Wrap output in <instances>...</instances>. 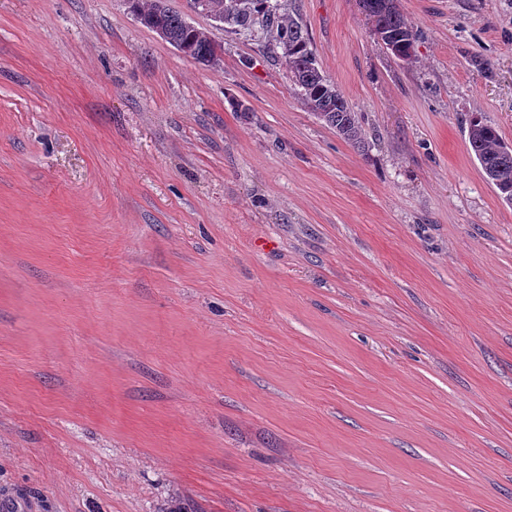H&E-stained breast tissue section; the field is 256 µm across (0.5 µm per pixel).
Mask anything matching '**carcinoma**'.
<instances>
[{
    "instance_id": "cac0c4a2",
    "label": "carcinoma",
    "mask_w": 512,
    "mask_h": 512,
    "mask_svg": "<svg viewBox=\"0 0 512 512\" xmlns=\"http://www.w3.org/2000/svg\"><path fill=\"white\" fill-rule=\"evenodd\" d=\"M359 4L366 19H375L388 42L392 43L390 53L400 60H411L416 31L400 13L397 0H359ZM140 7L143 26L148 28L155 22L160 24L169 43L189 48L190 59L199 63L212 62L217 53L214 41L194 33L179 13L169 9L156 14L152 0H141ZM259 21L265 25L271 38L269 48L288 70L289 79L305 105L345 140L357 147L363 146L364 137L357 113L318 68L308 34L299 19L284 13L279 7H266V0H238L236 8L229 14L228 27L249 30ZM285 45L288 46L286 56L280 53ZM468 143L486 179L495 186L502 200H507L512 194V149L504 146L494 127L477 116L470 119Z\"/></svg>"
}]
</instances>
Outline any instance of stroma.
I'll return each instance as SVG.
<instances>
[{"label": "stroma", "mask_w": 512, "mask_h": 512, "mask_svg": "<svg viewBox=\"0 0 512 512\" xmlns=\"http://www.w3.org/2000/svg\"><path fill=\"white\" fill-rule=\"evenodd\" d=\"M201 64L125 0H0V512H512V0H283ZM225 1H238L229 14L228 27L251 30L261 20L271 38L269 49L281 59L291 82L299 91L305 105L327 126L357 147L364 145L362 126L357 112H353L336 85L318 68L310 48L308 34L299 19L280 8L270 9L269 0H194L193 8L224 27ZM288 44L286 54L282 48ZM281 50V53L279 52ZM359 4L368 23L374 18L387 39L379 30L376 31L377 37L392 43L393 49H386L399 60H411L417 34L400 13L397 1L359 0ZM468 143L486 179L507 203L512 194V149L504 146L497 130L478 116L470 119Z\"/></svg>", "instance_id": "1"}]
</instances>
